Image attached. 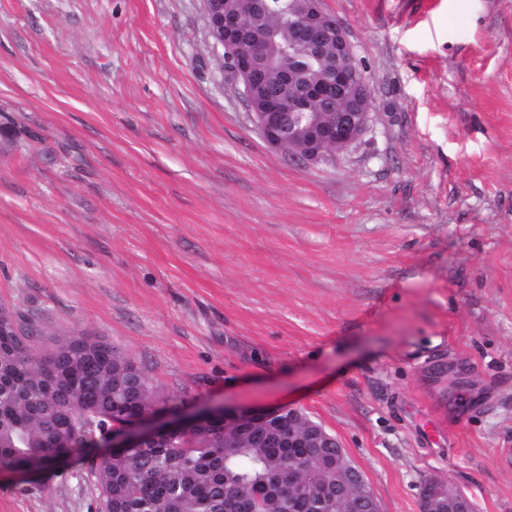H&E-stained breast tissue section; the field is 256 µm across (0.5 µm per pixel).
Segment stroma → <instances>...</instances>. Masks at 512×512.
Instances as JSON below:
<instances>
[{
    "label": "stroma",
    "mask_w": 512,
    "mask_h": 512,
    "mask_svg": "<svg viewBox=\"0 0 512 512\" xmlns=\"http://www.w3.org/2000/svg\"><path fill=\"white\" fill-rule=\"evenodd\" d=\"M323 6L375 116L312 166L202 0H0V302L171 404L305 412L380 512L430 478L512 512V0ZM102 454L0 471V512H97Z\"/></svg>",
    "instance_id": "35a3bbf8"
}]
</instances>
